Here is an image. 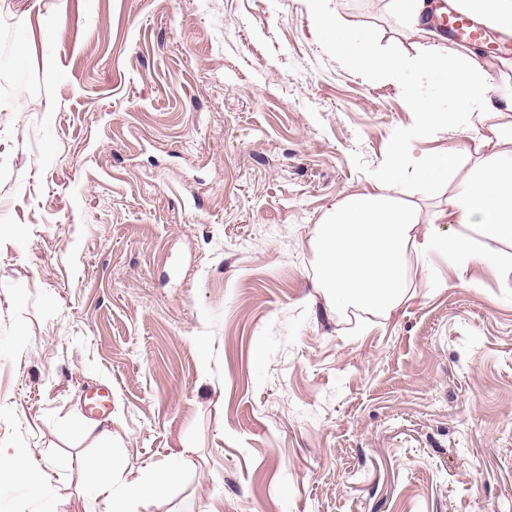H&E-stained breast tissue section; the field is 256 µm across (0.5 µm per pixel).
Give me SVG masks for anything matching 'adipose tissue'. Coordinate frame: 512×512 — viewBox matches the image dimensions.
Segmentation results:
<instances>
[{
  "label": "adipose tissue",
  "instance_id": "1",
  "mask_svg": "<svg viewBox=\"0 0 512 512\" xmlns=\"http://www.w3.org/2000/svg\"><path fill=\"white\" fill-rule=\"evenodd\" d=\"M309 7L327 32L326 45L344 65L400 85L418 123L394 140L400 150L404 140L428 137L448 125L487 127L488 141L496 146L493 161L480 167L455 196L448 213L454 229L438 235L432 225L419 223L415 210L397 203L392 195L393 180L400 169L392 160L385 177L376 179L369 190L349 195L331 209L321 224L315 244L321 287L327 288L337 308L392 310L406 289L410 252H438L461 267L488 262V255L475 245L476 236L512 241V122H500L501 110H512V98L495 105L488 70L474 53L448 58L427 47L415 57L384 60L365 44L352 41L341 24L325 10V0H308ZM411 70L438 77L448 101L440 108L434 98L424 95L408 81ZM100 467L94 479L96 502L103 512H127L132 497L160 492L173 472L157 477L140 471L115 494L110 468L111 446L100 448Z\"/></svg>",
  "mask_w": 512,
  "mask_h": 512
}]
</instances>
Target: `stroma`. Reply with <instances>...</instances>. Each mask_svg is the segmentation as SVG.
Returning a JSON list of instances; mask_svg holds the SVG:
<instances>
[{
	"label": "stroma",
	"instance_id": "obj_1",
	"mask_svg": "<svg viewBox=\"0 0 512 512\" xmlns=\"http://www.w3.org/2000/svg\"><path fill=\"white\" fill-rule=\"evenodd\" d=\"M327 7L382 55L461 50L391 0ZM416 121L307 0H0V448L51 475L0 474V512H83L96 385L114 485L178 471L129 512H512V273L434 253L387 314L319 283L318 225ZM487 134L407 140L395 200L450 234Z\"/></svg>",
	"mask_w": 512,
	"mask_h": 512
}]
</instances>
